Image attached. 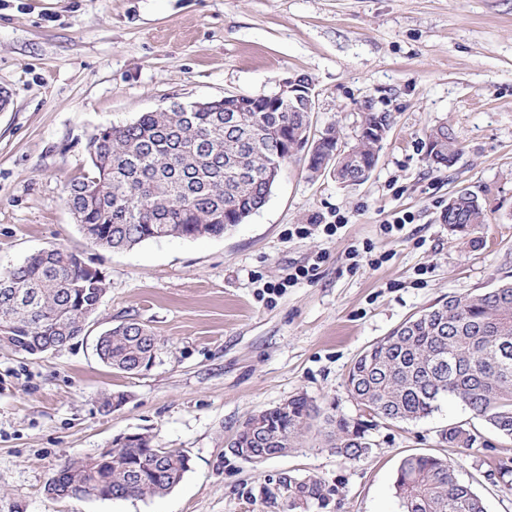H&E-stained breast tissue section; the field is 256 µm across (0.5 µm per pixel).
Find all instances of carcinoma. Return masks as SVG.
<instances>
[{
	"mask_svg": "<svg viewBox=\"0 0 512 512\" xmlns=\"http://www.w3.org/2000/svg\"><path fill=\"white\" fill-rule=\"evenodd\" d=\"M237 127L224 128V101L199 112H144L134 121L110 126L86 144L91 169L68 189L66 205L92 243L112 251L130 250L168 237H222L268 202L273 185L267 172L303 151L309 114L286 100L239 95ZM388 112H361L349 154L336 158V134L319 139L307 153L310 176L341 167L342 177L360 178L375 167L379 126H391ZM428 162L450 168L461 155L453 133L431 128L424 142ZM453 232L468 233L488 217L477 198L460 191L442 211ZM105 275L81 256L53 247L0 273V329L19 347L62 349L82 331L81 311L102 302ZM33 295L24 311L16 295ZM160 339L130 318L98 340L97 354L125 373L155 359ZM347 386L357 405L390 422L428 417L443 399H454L482 419L490 434L512 439V280L502 278L482 294L452 296L409 318L376 342L355 363ZM324 419L328 447L348 460L369 450L364 426L326 414L306 394L247 419L230 444L240 448L251 432L267 433L270 448L255 449L261 462L275 448H294L309 424ZM442 440L471 448L480 435L450 426ZM189 459L139 434L108 455L73 457L61 466L45 492L52 498H81L93 487L113 499L163 496L182 480ZM291 505L319 499L316 481L288 480ZM396 495L402 512H485L482 499L455 475L446 459L404 457L397 469Z\"/></svg>",
	"mask_w": 512,
	"mask_h": 512,
	"instance_id": "1",
	"label": "carcinoma"
}]
</instances>
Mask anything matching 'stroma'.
Instances as JSON below:
<instances>
[{
    "mask_svg": "<svg viewBox=\"0 0 512 512\" xmlns=\"http://www.w3.org/2000/svg\"><path fill=\"white\" fill-rule=\"evenodd\" d=\"M292 75L314 83L311 139L333 129L352 141L366 102L392 113L364 183L310 177L295 157L266 206L224 236L123 252L83 236L65 198L89 170L96 129L175 100L268 95ZM0 94V271L55 246L108 283L62 350L0 348V512H400L394 482L411 453L453 463L486 512H512V441H443V429L474 421L453 400L417 421L374 419L356 461L327 447L319 421L298 448L258 464L228 447L249 416L299 393L360 419L346 381L362 352L438 300L512 274V0H0ZM439 125L462 148L443 170L424 148ZM461 190L490 218L466 236L440 219ZM403 215L409 224L384 233ZM322 216L339 221L335 234H296ZM366 244L378 265L347 271L349 250ZM310 264V278L287 285ZM130 318L160 339L135 374L95 350ZM118 393L122 403L104 407ZM143 432L189 458L169 494L47 496L68 457ZM493 461L508 474L491 473ZM291 479L317 481L322 498L290 508Z\"/></svg>",
    "mask_w": 512,
    "mask_h": 512,
    "instance_id": "35a3bbf8",
    "label": "stroma"
}]
</instances>
